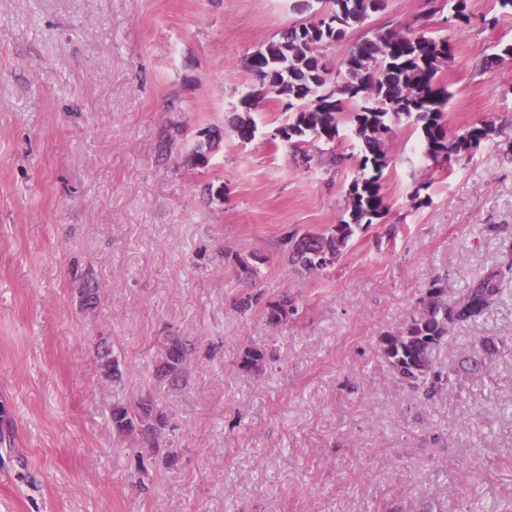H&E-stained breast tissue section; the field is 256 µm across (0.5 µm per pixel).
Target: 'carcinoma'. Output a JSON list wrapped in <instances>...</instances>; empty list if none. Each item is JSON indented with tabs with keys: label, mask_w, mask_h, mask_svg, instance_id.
I'll use <instances>...</instances> for the list:
<instances>
[{
	"label": "carcinoma",
	"mask_w": 512,
	"mask_h": 512,
	"mask_svg": "<svg viewBox=\"0 0 512 512\" xmlns=\"http://www.w3.org/2000/svg\"><path fill=\"white\" fill-rule=\"evenodd\" d=\"M315 2L328 5L317 20L289 29L281 41L250 57L247 68L260 88L243 97L245 111L232 118L241 138H251L255 125L250 110L269 91L288 98L292 113L287 136L293 150H303V144L310 141L333 143L339 137L344 118L362 142L360 173L351 182L346 197L349 219L327 234L307 232L284 242L288 263L309 272L321 269L316 264V255L328 252L339 256L356 228L371 224L384 214L381 180L389 165L385 146L393 125L404 119L416 122L426 155L435 162L471 153L494 132L492 123L481 122L461 134L449 133L446 110L450 94L437 83L440 65L450 56L448 39L434 37L416 27L404 32L375 31L355 44L332 70L322 59V47L343 40L349 28L383 9L384 0ZM507 275L512 276V262L498 267L452 300L443 284L432 280L400 331L380 338V354L397 380L412 388L447 387L450 378L436 367L435 350L456 325L475 322L486 313L499 299L500 282ZM292 312L294 306L287 296L266 305V318L274 326L286 322ZM187 354L185 341L179 336L170 337L157 373L176 382L186 379ZM98 359L105 378H121L119 361L112 357L109 346L100 345ZM264 363V352L248 349L240 367L252 373L262 370ZM110 417L118 436H138L152 455H160L167 465H172L175 454L162 449L160 444L167 418L153 399H141L132 411L116 405L110 409Z\"/></svg>",
	"instance_id": "1"
}]
</instances>
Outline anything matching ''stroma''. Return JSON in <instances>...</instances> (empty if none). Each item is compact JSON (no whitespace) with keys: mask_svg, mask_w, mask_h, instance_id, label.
I'll return each instance as SVG.
<instances>
[{"mask_svg":"<svg viewBox=\"0 0 512 512\" xmlns=\"http://www.w3.org/2000/svg\"><path fill=\"white\" fill-rule=\"evenodd\" d=\"M293 4L0 0V512H512V279L436 350L452 383L434 397L378 350L431 280L453 299L512 261V10L430 14L452 46L450 132L495 130L436 164L396 124L385 214L309 273L284 239L347 218L360 141L342 123L322 169L315 147L277 137L289 112L274 94L251 110L253 139L230 123L258 85L247 57L314 17ZM428 9L385 0L324 59ZM248 293L260 304L238 312ZM284 296L295 311L275 328L264 304ZM171 336L189 345L176 384L157 374ZM104 339L120 381L100 375ZM489 340L485 370L466 371ZM249 348L260 373L240 368ZM146 394L175 465L112 433L110 407Z\"/></svg>","mask_w":512,"mask_h":512,"instance_id":"stroma-1","label":"stroma"}]
</instances>
